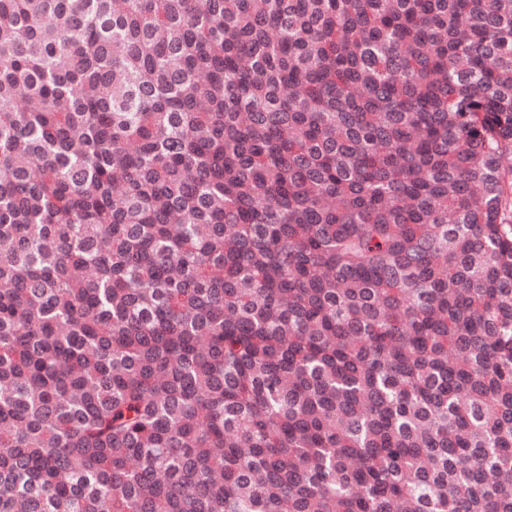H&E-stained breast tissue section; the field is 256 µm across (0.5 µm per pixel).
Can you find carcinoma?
I'll return each instance as SVG.
<instances>
[{
  "instance_id": "carcinoma-1",
  "label": "carcinoma",
  "mask_w": 512,
  "mask_h": 512,
  "mask_svg": "<svg viewBox=\"0 0 512 512\" xmlns=\"http://www.w3.org/2000/svg\"><path fill=\"white\" fill-rule=\"evenodd\" d=\"M0 512H512V0H0Z\"/></svg>"
}]
</instances>
